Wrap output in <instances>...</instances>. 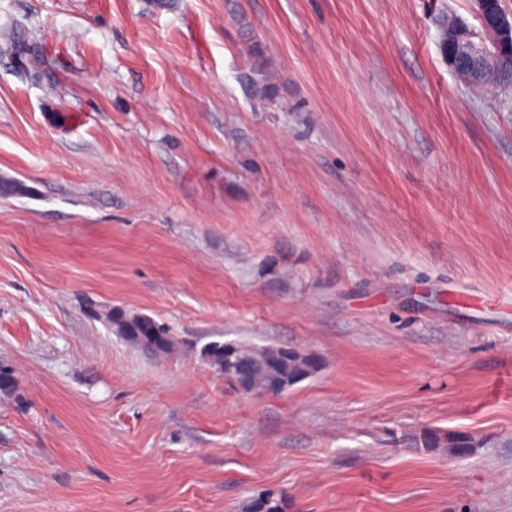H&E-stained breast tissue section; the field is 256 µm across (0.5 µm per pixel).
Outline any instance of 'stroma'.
Wrapping results in <instances>:
<instances>
[{
  "instance_id": "35a3bbf8",
  "label": "stroma",
  "mask_w": 512,
  "mask_h": 512,
  "mask_svg": "<svg viewBox=\"0 0 512 512\" xmlns=\"http://www.w3.org/2000/svg\"><path fill=\"white\" fill-rule=\"evenodd\" d=\"M443 12L480 26L472 0H0V512H512V89L456 76ZM211 341L320 367L246 396ZM246 52L252 60L246 73L253 96L265 102L276 101L280 98V85L267 68L265 47L256 35L248 38ZM98 316L104 317L126 341L156 357L166 355L172 347L173 337L170 336L169 328L149 316L122 307L110 308L105 314ZM146 336H166L165 346L155 347Z\"/></svg>"
}]
</instances>
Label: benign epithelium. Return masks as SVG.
I'll return each instance as SVG.
<instances>
[{
    "label": "benign epithelium",
    "mask_w": 512,
    "mask_h": 512,
    "mask_svg": "<svg viewBox=\"0 0 512 512\" xmlns=\"http://www.w3.org/2000/svg\"><path fill=\"white\" fill-rule=\"evenodd\" d=\"M481 30L470 28L462 19L448 17V39L452 53L448 65L461 81L479 90L494 87L504 80L512 82V71L505 61L512 55V11L501 0H475ZM260 356L232 359L224 357V378L244 394L253 393L249 375Z\"/></svg>",
    "instance_id": "1"
}]
</instances>
